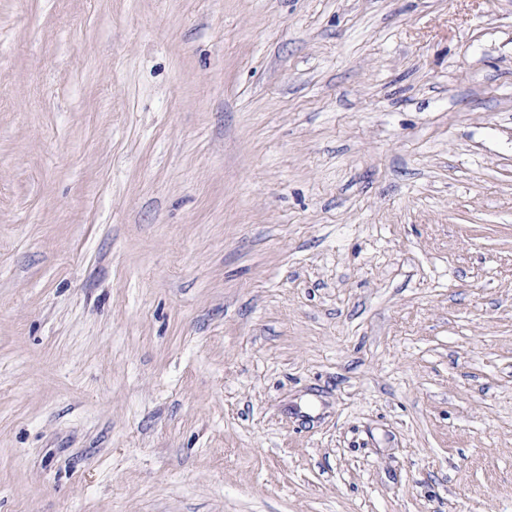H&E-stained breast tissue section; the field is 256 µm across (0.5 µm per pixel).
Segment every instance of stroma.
<instances>
[{
  "instance_id": "35a3bbf8",
  "label": "stroma",
  "mask_w": 512,
  "mask_h": 512,
  "mask_svg": "<svg viewBox=\"0 0 512 512\" xmlns=\"http://www.w3.org/2000/svg\"><path fill=\"white\" fill-rule=\"evenodd\" d=\"M0 512H512V0H0Z\"/></svg>"
}]
</instances>
